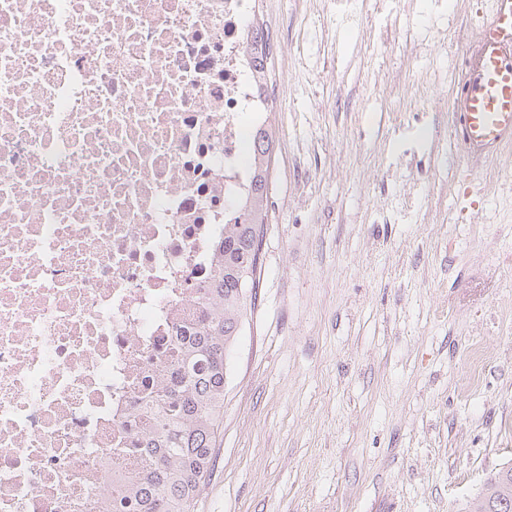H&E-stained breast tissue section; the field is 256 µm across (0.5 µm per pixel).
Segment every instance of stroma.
I'll return each mask as SVG.
<instances>
[{"label":"stroma","instance_id":"obj_1","mask_svg":"<svg viewBox=\"0 0 512 512\" xmlns=\"http://www.w3.org/2000/svg\"><path fill=\"white\" fill-rule=\"evenodd\" d=\"M482 8L255 0L269 217L195 512H473L512 463V147L451 131Z\"/></svg>","mask_w":512,"mask_h":512}]
</instances>
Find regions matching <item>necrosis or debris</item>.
<instances>
[{
  "mask_svg": "<svg viewBox=\"0 0 512 512\" xmlns=\"http://www.w3.org/2000/svg\"><path fill=\"white\" fill-rule=\"evenodd\" d=\"M253 0H0V512H133L272 94Z\"/></svg>",
  "mask_w": 512,
  "mask_h": 512,
  "instance_id": "necrosis-or-debris-1",
  "label": "necrosis or debris"
}]
</instances>
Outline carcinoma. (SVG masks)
I'll list each match as a JSON object with an SVG mask.
<instances>
[{"mask_svg":"<svg viewBox=\"0 0 512 512\" xmlns=\"http://www.w3.org/2000/svg\"><path fill=\"white\" fill-rule=\"evenodd\" d=\"M275 135L255 132L252 156L262 157L250 209L242 222L224 225L223 266L205 322L172 352V378L158 425L145 438L153 449L143 482L135 487L137 512H194L212 471L224 423L225 359L252 305L257 232L268 216L269 166ZM475 512H512V465L491 475Z\"/></svg>","mask_w":512,"mask_h":512,"instance_id":"carcinoma-1","label":"carcinoma"}]
</instances>
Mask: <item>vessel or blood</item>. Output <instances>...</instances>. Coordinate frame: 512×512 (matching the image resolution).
I'll return each mask as SVG.
<instances>
[{"instance_id":"vessel-or-blood-1","label":"vessel or blood","mask_w":512,"mask_h":512,"mask_svg":"<svg viewBox=\"0 0 512 512\" xmlns=\"http://www.w3.org/2000/svg\"><path fill=\"white\" fill-rule=\"evenodd\" d=\"M487 2L454 101L452 135L468 160L490 161L512 146V0Z\"/></svg>"}]
</instances>
